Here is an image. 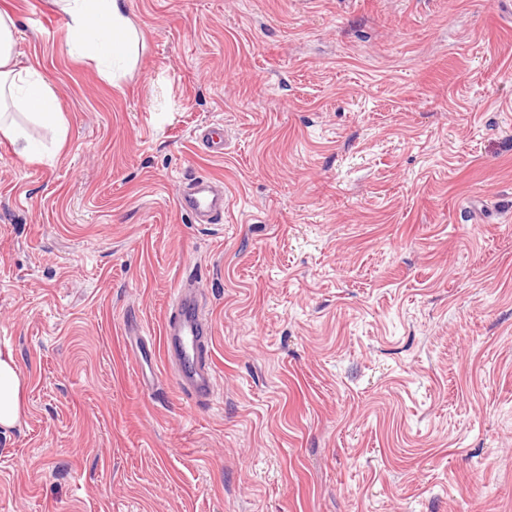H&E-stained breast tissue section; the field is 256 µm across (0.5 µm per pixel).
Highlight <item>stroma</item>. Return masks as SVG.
Returning <instances> with one entry per match:
<instances>
[{"label":"stroma","mask_w":512,"mask_h":512,"mask_svg":"<svg viewBox=\"0 0 512 512\" xmlns=\"http://www.w3.org/2000/svg\"><path fill=\"white\" fill-rule=\"evenodd\" d=\"M0 11L66 127L0 141V512H512V0H128L112 79L53 0ZM189 276L205 406L164 353ZM179 209L199 224H217L224 216V192L210 177L187 184L177 197ZM22 378L17 361L11 352H0V429L19 426L24 416Z\"/></svg>","instance_id":"35a3bbf8"}]
</instances>
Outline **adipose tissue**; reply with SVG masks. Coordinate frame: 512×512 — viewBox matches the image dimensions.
I'll use <instances>...</instances> for the list:
<instances>
[{"label": "adipose tissue", "mask_w": 512, "mask_h": 512, "mask_svg": "<svg viewBox=\"0 0 512 512\" xmlns=\"http://www.w3.org/2000/svg\"><path fill=\"white\" fill-rule=\"evenodd\" d=\"M67 19L68 44L78 53L97 59L105 76H112L114 62L132 61L138 34L128 15L126 0H54ZM16 22L0 13V137L17 146L21 156H38L16 115L38 120L55 132L64 129L57 95L35 68L16 70ZM24 415L22 378L12 354L0 353V429L20 425Z\"/></svg>", "instance_id": "ef3b65f1"}]
</instances>
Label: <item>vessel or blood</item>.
I'll list each match as a JSON object with an SVG mask.
<instances>
[{"label": "vessel or blood", "instance_id": "b4317fda", "mask_svg": "<svg viewBox=\"0 0 512 512\" xmlns=\"http://www.w3.org/2000/svg\"><path fill=\"white\" fill-rule=\"evenodd\" d=\"M177 204L194 221L215 224L224 215V192L216 180L200 177L179 193ZM164 334L167 354L183 392L196 400L210 401L216 388V373L209 361L211 328L194 284L178 288L164 322Z\"/></svg>", "mask_w": 512, "mask_h": 512}]
</instances>
